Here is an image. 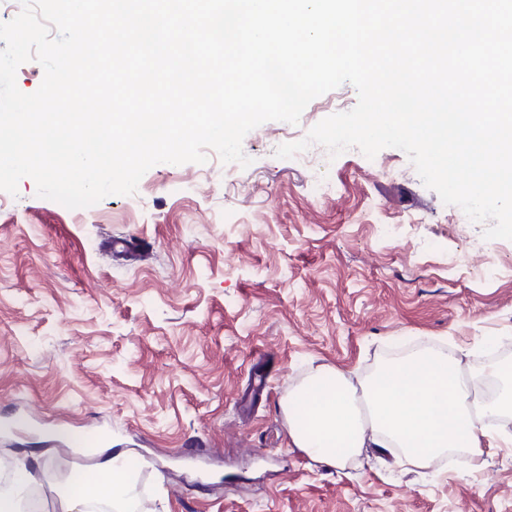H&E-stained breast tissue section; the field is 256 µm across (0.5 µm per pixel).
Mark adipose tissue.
Returning <instances> with one entry per match:
<instances>
[{
  "label": "adipose tissue",
  "instance_id": "obj_1",
  "mask_svg": "<svg viewBox=\"0 0 512 512\" xmlns=\"http://www.w3.org/2000/svg\"><path fill=\"white\" fill-rule=\"evenodd\" d=\"M488 374L502 383L492 401L472 393L452 352L422 351L384 362L358 384L324 367L290 393L281 409L293 446L333 467H344L364 448L396 445L405 463L418 468L444 452H466L476 473L488 436L484 419L512 410V375L495 365ZM71 482L75 492L60 496V512H79L92 500L123 512L134 497L131 472L119 457L104 460L96 477L77 473Z\"/></svg>",
  "mask_w": 512,
  "mask_h": 512
}]
</instances>
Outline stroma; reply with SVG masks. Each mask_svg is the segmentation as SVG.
<instances>
[{"mask_svg":"<svg viewBox=\"0 0 512 512\" xmlns=\"http://www.w3.org/2000/svg\"><path fill=\"white\" fill-rule=\"evenodd\" d=\"M357 101L345 83L298 124L263 123L229 176L210 150L86 208L28 177L0 191V460L38 461L41 512L77 466L116 453L136 512H512V446L485 449L474 475L402 464L399 448L334 468L288 438L279 404L320 367L358 382L425 347L479 376L492 343L512 346V241L454 223L403 151L276 157ZM320 179L333 188L318 197ZM83 426L105 434L95 452L52 434Z\"/></svg>","mask_w":512,"mask_h":512,"instance_id":"obj_1","label":"stroma"}]
</instances>
